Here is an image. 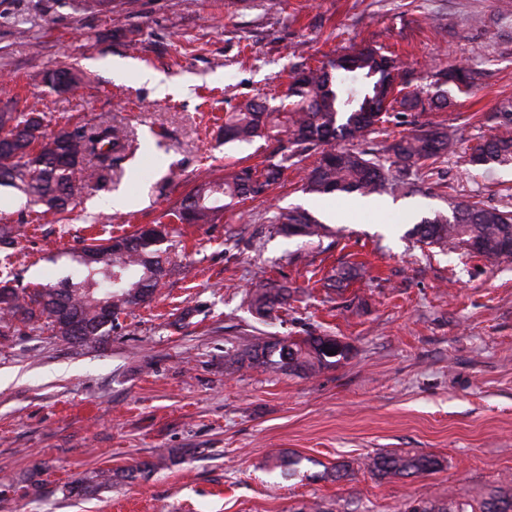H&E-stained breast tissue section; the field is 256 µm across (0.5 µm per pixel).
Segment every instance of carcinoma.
<instances>
[{
    "label": "carcinoma",
    "instance_id": "obj_1",
    "mask_svg": "<svg viewBox=\"0 0 512 512\" xmlns=\"http://www.w3.org/2000/svg\"><path fill=\"white\" fill-rule=\"evenodd\" d=\"M397 63L373 49L330 58L318 69L294 77L282 109L266 110L255 102L240 105L224 117V143L252 142L257 138L275 142L267 164L258 171L234 166L213 180L196 186L170 210L179 224H218L224 219V200L263 196L279 182L296 159L308 152L319 155L305 171L304 190L314 195L336 194L361 197L389 192L405 195L418 192L439 158L456 150V141L440 126L415 129L385 148L399 165L398 177L388 180L381 158L372 148L338 149L336 141L359 145L375 133L381 113L399 105L403 111H425L443 107L450 92L466 93L474 85V72L464 65L440 71L442 88L433 97L424 91H403L395 86ZM82 80L70 67L47 74V83L67 91ZM9 129H4L5 123ZM43 117L36 112H0V185L29 196L47 210H67L72 195V177L90 157L97 166L88 177L104 183L112 177V160L126 154L128 135L119 126L101 122L74 130L62 128L48 138L42 132ZM470 161L493 168L512 164V138H492L479 144ZM270 223L292 237L322 239L328 236L323 222L305 210L276 213ZM411 233L427 245L464 251L489 266L512 262V211L488 206L482 201L457 203L452 215L436 212L414 225ZM168 232L138 230L131 236L91 238L70 253L74 274L49 288L18 291L0 285V336L20 331L23 326L40 327L44 322L57 336L83 343L86 337L101 340L112 333L119 316L152 301L170 273L167 267ZM251 309L268 317L288 304L291 292L269 281L256 283L248 293ZM334 355H329V352ZM348 348L331 336H309L304 341L256 337L243 349L252 362L275 365L290 371L313 372L341 360ZM304 457L277 456L273 465L295 474ZM435 457L408 452L379 453L366 462L367 469L381 480L419 476L438 469ZM142 463L122 472L100 469L85 480L67 486L74 495L110 486L119 478L134 479L151 470ZM412 512H512V480L491 489L470 503L420 501Z\"/></svg>",
    "mask_w": 512,
    "mask_h": 512
}]
</instances>
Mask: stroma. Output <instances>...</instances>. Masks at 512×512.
<instances>
[{"label": "stroma", "mask_w": 512, "mask_h": 512, "mask_svg": "<svg viewBox=\"0 0 512 512\" xmlns=\"http://www.w3.org/2000/svg\"><path fill=\"white\" fill-rule=\"evenodd\" d=\"M115 0L107 13L72 0H0V112L43 113L46 135L108 121L131 148L112 178L73 179L68 211L53 214L0 187V224L20 228L0 252V277L21 288L71 270L90 237L166 223L167 211L225 165H258L272 145L223 144L224 115L255 100L275 107L291 75L364 46L394 54L400 79L433 86L453 65L477 68L473 94L430 112L391 113L370 144L412 126H447L455 155L422 193L359 204L302 192L304 169L265 197L228 206L220 224H178L171 273L147 305L120 316L101 341L48 330L0 336V512H409L420 499L483 497L512 480V263L491 268L417 242L431 211L482 200L512 207V166L477 168L473 147L510 137L490 115L512 100V0ZM121 64L129 74L109 73ZM73 65L88 82L51 91L48 71ZM164 75L166 92L141 79ZM131 198L123 212L103 208ZM302 207L331 234H277L270 219ZM353 268L328 287L332 268ZM299 289L264 322L247 290L259 279ZM332 336L345 359L312 373L238 360L252 337ZM410 451L436 471L382 481L367 457ZM306 461L296 475L275 455ZM155 469L81 497L66 484L100 468ZM351 475L335 481L334 464Z\"/></svg>", "instance_id": "stroma-1"}]
</instances>
